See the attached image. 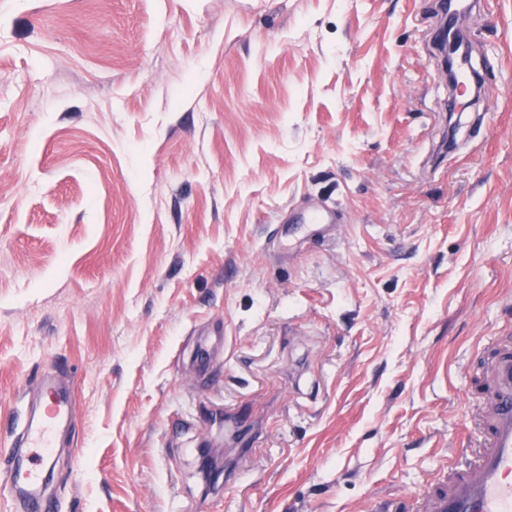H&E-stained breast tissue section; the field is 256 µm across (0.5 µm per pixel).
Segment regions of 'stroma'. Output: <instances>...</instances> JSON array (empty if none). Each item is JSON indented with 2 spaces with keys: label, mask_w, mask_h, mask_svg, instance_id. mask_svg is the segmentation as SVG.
<instances>
[{
  "label": "stroma",
  "mask_w": 512,
  "mask_h": 512,
  "mask_svg": "<svg viewBox=\"0 0 512 512\" xmlns=\"http://www.w3.org/2000/svg\"><path fill=\"white\" fill-rule=\"evenodd\" d=\"M434 0H0V441L54 512H352L474 436L512 336V0L441 150ZM340 236L308 242L309 202ZM251 408L255 443L224 445ZM243 470L206 490L201 439ZM300 224H311L318 229V239L323 238L331 229L334 230L339 220L338 214L328 206H312L301 210ZM40 384L46 405L43 411L32 416L17 438L15 446L18 444L23 450L8 472L11 496L22 503L24 512H52L54 509L44 491L45 468L53 464L58 430L69 419L72 408L66 388L54 378L42 377ZM23 456L28 457L26 464Z\"/></svg>",
  "instance_id": "1"
}]
</instances>
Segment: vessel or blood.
Here are the masks:
<instances>
[{
    "label": "vessel or blood",
    "mask_w": 512,
    "mask_h": 512,
    "mask_svg": "<svg viewBox=\"0 0 512 512\" xmlns=\"http://www.w3.org/2000/svg\"><path fill=\"white\" fill-rule=\"evenodd\" d=\"M300 220L324 235L339 217L333 208L312 206L301 211ZM479 376L483 406L476 419V444L461 449L447 484H427L402 502L380 503L381 512H512V337L491 343ZM40 384L46 405L17 440L30 458L16 461L8 472L10 493L24 512L53 510L43 486L45 469L53 463L58 430L71 415L66 388L48 376Z\"/></svg>",
    "instance_id": "1"
}]
</instances>
